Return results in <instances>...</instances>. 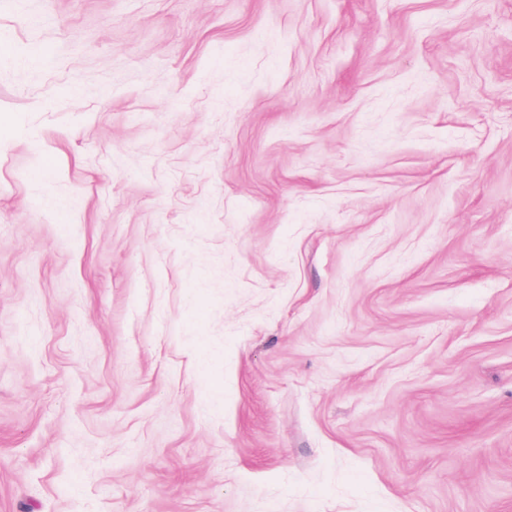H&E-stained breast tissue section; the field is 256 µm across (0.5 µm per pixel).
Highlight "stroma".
Listing matches in <instances>:
<instances>
[{
  "instance_id": "stroma-1",
  "label": "stroma",
  "mask_w": 512,
  "mask_h": 512,
  "mask_svg": "<svg viewBox=\"0 0 512 512\" xmlns=\"http://www.w3.org/2000/svg\"><path fill=\"white\" fill-rule=\"evenodd\" d=\"M0 12V512H512V0Z\"/></svg>"
}]
</instances>
